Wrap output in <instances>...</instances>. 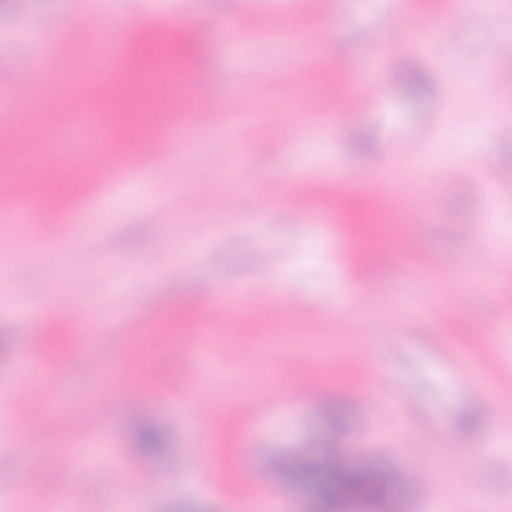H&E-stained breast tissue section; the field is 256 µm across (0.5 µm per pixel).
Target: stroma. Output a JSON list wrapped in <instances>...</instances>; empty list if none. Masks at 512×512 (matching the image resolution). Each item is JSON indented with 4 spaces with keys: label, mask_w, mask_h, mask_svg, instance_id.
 <instances>
[{
    "label": "stroma",
    "mask_w": 512,
    "mask_h": 512,
    "mask_svg": "<svg viewBox=\"0 0 512 512\" xmlns=\"http://www.w3.org/2000/svg\"><path fill=\"white\" fill-rule=\"evenodd\" d=\"M408 5L433 22L431 51L401 60L424 88L391 82L370 106L366 32L408 40L390 0H87L100 24L77 43L71 0H30L26 21L0 36V103L23 113L14 71L62 80L128 24L195 23L192 72L209 89L210 122L206 150L173 162L144 133L145 168H115L83 223L28 224L23 261L0 234V512H51L62 495L78 512H124L111 470L88 459L102 448L138 482L137 512H319L279 462L317 455L328 436L337 463L382 470L400 491L351 512H512V453L472 456L487 429L468 422L492 398L497 421L512 423V277L489 278L475 252L492 243L512 265V139L488 108L512 113V75L493 77L491 96L478 85L482 58L512 38V0L453 36L442 27L452 0ZM29 30L48 54L10 53L9 37ZM301 64L311 81L296 80ZM232 98L272 112L261 138L242 139L224 110ZM412 135L414 154L399 151ZM418 156L436 166L406 181ZM385 170L399 204L378 207L389 234L356 265L351 214ZM52 232L64 242L37 248ZM82 251L96 271L76 260ZM259 253L275 266L257 268ZM260 279L269 314L228 308L203 321L207 291L239 294ZM89 323L101 326L92 348L81 340ZM60 327L69 343L56 355L48 339ZM140 332L149 342L127 347ZM29 348L50 366L43 383L19 377ZM24 385L46 411L21 429L11 398ZM206 393L221 401L202 410ZM336 408L345 419L333 431ZM147 428L163 431L162 453L142 452Z\"/></svg>",
    "instance_id": "stroma-1"
}]
</instances>
